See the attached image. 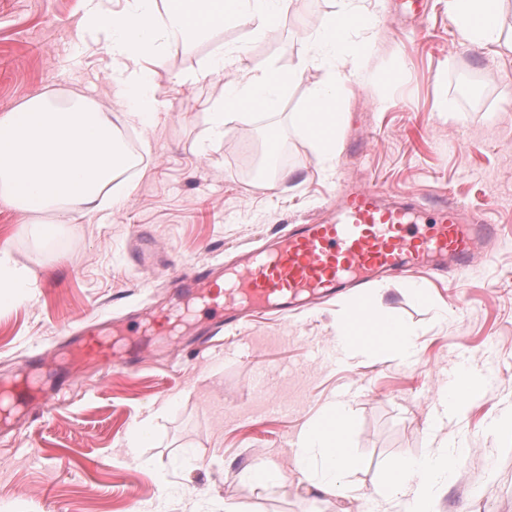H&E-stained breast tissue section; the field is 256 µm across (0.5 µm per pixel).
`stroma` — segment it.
<instances>
[{
  "mask_svg": "<svg viewBox=\"0 0 512 512\" xmlns=\"http://www.w3.org/2000/svg\"><path fill=\"white\" fill-rule=\"evenodd\" d=\"M388 2L356 0L380 23L350 34L368 51L338 99L346 125L332 157L319 155L295 121L330 77L326 59L288 84L276 113L254 108L249 134L225 126L200 153L226 78L193 83L190 75L228 47L245 48L252 67L281 71L311 55L313 33L340 2L292 0L271 35L228 21L207 38L167 46L153 75L158 118L135 132L151 152L129 193L65 225L53 251L0 201V245L37 278L34 300L0 307V388L33 357L75 380L50 413L0 437V512H382L372 487L398 460L427 457L443 442L466 454L439 512H512V432H488L512 411V50L456 46L446 0H431L417 26L391 17ZM82 13V0H0V113L37 94L59 103L78 94L123 125L128 104L110 79L112 58L85 32ZM465 84L476 86L475 101L461 99ZM272 132L293 159L268 179L250 177ZM345 183L421 202L443 195L496 227L491 261L447 279L414 273L373 284L382 308L414 332L413 361L340 353L336 322L355 314L354 292L243 322L203 347L188 335L122 336L142 358L135 369L101 371L66 348L69 329L91 317L176 314L183 302L169 276L232 263L325 215ZM145 234L165 252L140 263L132 251ZM465 362L486 379L459 419L438 398ZM358 378L368 389L355 388ZM339 397L350 406V449L361 465L345 495L330 496L297 483L293 452L302 425ZM151 409L160 412L154 445L131 457L126 438ZM255 464L275 466L288 483L247 484L242 474Z\"/></svg>",
  "mask_w": 512,
  "mask_h": 512,
  "instance_id": "1",
  "label": "stroma"
}]
</instances>
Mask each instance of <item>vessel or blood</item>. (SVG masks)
Masks as SVG:
<instances>
[{"label": "vessel or blood", "mask_w": 512, "mask_h": 512, "mask_svg": "<svg viewBox=\"0 0 512 512\" xmlns=\"http://www.w3.org/2000/svg\"><path fill=\"white\" fill-rule=\"evenodd\" d=\"M393 5L397 17L410 22L428 11L427 0H393ZM495 238L493 225L456 202H435L424 213L412 196L345 185L330 215L293 225L263 250L244 253L235 267L194 265L175 286L218 331L258 311L285 315L346 290L364 295L389 275L424 267L465 271L477 258L489 257ZM71 339L99 368L112 366V347L98 326H83ZM11 400L31 413L52 406L46 393H31L23 385L14 387Z\"/></svg>", "instance_id": "vessel-or-blood-1"}]
</instances>
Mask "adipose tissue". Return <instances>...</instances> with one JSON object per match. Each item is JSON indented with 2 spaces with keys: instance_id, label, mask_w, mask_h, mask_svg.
I'll return each mask as SVG.
<instances>
[{
  "instance_id": "1",
  "label": "adipose tissue",
  "mask_w": 512,
  "mask_h": 512,
  "mask_svg": "<svg viewBox=\"0 0 512 512\" xmlns=\"http://www.w3.org/2000/svg\"><path fill=\"white\" fill-rule=\"evenodd\" d=\"M501 2L448 0V19L461 45L489 51L500 47ZM287 5L288 0H124L107 30L103 0H86L82 25L90 32L104 31L113 78L130 106L125 122L144 127L157 116L152 74L161 66L167 45L205 36L227 21L272 33ZM364 21V14L348 2L324 21L314 38L320 50L347 65L315 88L307 111L296 115L324 155L333 154L344 124L336 101L350 78L348 69L366 50L351 43L349 34ZM310 64L303 58L285 72L258 71L247 64L242 51L219 54L194 75L199 81L229 68L234 71L223 101L209 115L210 141L220 138L225 124L249 125L250 106L273 110L282 89L299 80ZM128 167L129 156L111 113L83 96L60 106L37 95L0 114V199L23 215L43 243L52 242L59 226L105 209L109 199H120L128 190L120 181ZM35 295L34 276L17 265L8 247L0 246V300H30ZM372 304V298L362 299L356 316L337 324L338 339L353 351H371L380 344L400 359H410L414 342L409 326L373 310ZM349 434L346 403L325 404L299 433L294 461L298 482L342 494L348 475L359 465L349 449ZM460 460L457 448L402 460L375 494L394 512H435L437 498Z\"/></svg>"
}]
</instances>
